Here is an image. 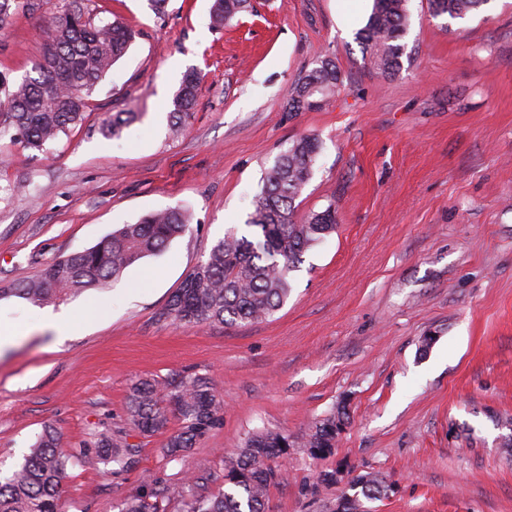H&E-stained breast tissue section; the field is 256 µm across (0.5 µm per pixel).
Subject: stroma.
Returning a JSON list of instances; mask_svg holds the SVG:
<instances>
[{"mask_svg":"<svg viewBox=\"0 0 512 512\" xmlns=\"http://www.w3.org/2000/svg\"><path fill=\"white\" fill-rule=\"evenodd\" d=\"M223 30L212 0H92L137 37L90 97L83 123L51 151L0 140V287L39 275L156 210H193L189 231L118 282L60 305L0 299L17 338L0 353V471L11 472L45 427L82 448L123 424L140 378L211 379L224 425L185 461L167 436L133 435L140 452L120 476L69 466L60 512H118L145 475L202 476L194 494L224 489V456L248 433L287 432L270 512H332L342 489L320 472H372L387 495L368 512H512V0L468 18L432 17L409 0L402 66L383 78L357 31L372 0H251ZM39 15L0 31V71L30 73L44 43ZM341 88L317 110L288 109L318 58ZM202 75L195 118L168 136L184 73ZM131 108L141 122L106 138L103 120ZM322 142L294 223L335 205L337 228L304 255L284 307L251 325L183 326L162 319L173 292L231 228H243L263 172L293 140ZM65 312L57 342L48 313ZM345 407L334 453L306 446L315 422Z\"/></svg>","mask_w":512,"mask_h":512,"instance_id":"35a3bbf8","label":"stroma"}]
</instances>
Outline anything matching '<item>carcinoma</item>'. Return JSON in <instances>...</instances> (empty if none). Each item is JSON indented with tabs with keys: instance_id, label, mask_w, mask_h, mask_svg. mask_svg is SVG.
<instances>
[{
	"instance_id": "obj_1",
	"label": "carcinoma",
	"mask_w": 512,
	"mask_h": 512,
	"mask_svg": "<svg viewBox=\"0 0 512 512\" xmlns=\"http://www.w3.org/2000/svg\"><path fill=\"white\" fill-rule=\"evenodd\" d=\"M90 0H0V29L19 12L43 11L47 42L35 75L20 80L0 72V139L25 150L45 153L61 136L83 123L90 96L110 68L129 49L135 33L117 20H104L89 7ZM489 0H428L434 17L462 20ZM408 0H373L368 21L358 32L372 69L389 76L400 69L404 38L409 30ZM251 0H214L211 22L229 24L250 8ZM336 61L324 56L297 82L288 104L290 112L319 108L339 91ZM199 76L185 74L173 97L168 130L181 135L194 119ZM143 113L131 109L113 112L103 124L107 137H118ZM321 151L318 139L305 136L290 143L267 168L247 226L256 228L251 240L232 228L185 277L170 297L161 318L180 325H249L271 319L288 301L292 273L304 254L336 232V209L328 205L304 224L291 217L314 172ZM191 223L183 207L142 216L132 224L101 238L94 246L49 265L38 277L0 288V296L21 297L36 306L64 303L87 290H101L118 280L141 259L163 252ZM181 422L168 436L163 453L182 461L210 432L224 422V400L210 378L188 373L175 382L138 379L130 389L125 426L94 435L74 453L60 448L57 432L46 428L23 463L0 480V512H59V497L69 465L97 460L112 465L119 475L134 462L137 445L129 433L153 435L167 429L169 415ZM348 416L339 408L312 427L307 447L318 457L336 448V439ZM288 434L264 429L253 432L235 452L224 456V491L189 501L185 495L199 478L180 484L151 477L142 489L127 497L119 512H167L174 500L185 502L186 512H268V488L278 476V462L288 456ZM352 482L359 494L378 500L387 494L383 477L358 474Z\"/></svg>"
}]
</instances>
